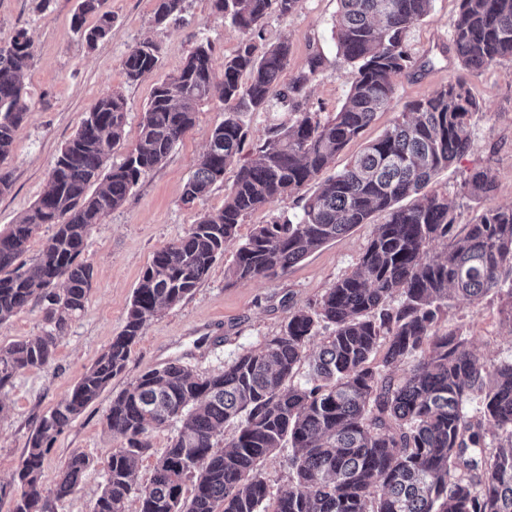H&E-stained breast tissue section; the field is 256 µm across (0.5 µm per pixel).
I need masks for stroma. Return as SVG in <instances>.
Wrapping results in <instances>:
<instances>
[{"label":"stroma","mask_w":512,"mask_h":512,"mask_svg":"<svg viewBox=\"0 0 512 512\" xmlns=\"http://www.w3.org/2000/svg\"><path fill=\"white\" fill-rule=\"evenodd\" d=\"M78 4L79 0H0V43L24 29L34 50L23 76L30 110L5 162L12 173V187L0 195V233L8 231L35 202L61 148L104 92L119 91L127 102L124 140L108 158L117 164L137 142L142 110L157 78L177 74L193 48L206 40L213 46L214 70L222 72L225 56L233 54L242 39L212 9L211 0H184L182 21L162 28L153 24L154 0H105L103 8L112 14V30L91 48L72 28ZM459 7L460 0H433L429 16L408 29L406 44L412 57L419 62L432 60V67L416 75L395 76L394 108L378 113L362 137L337 155L334 169H342L366 142L382 135L405 104L460 73V65L448 51ZM337 10V0H299L292 14L268 16L254 39L261 50L283 39L289 41L290 62L281 77L285 84L306 70L312 56H321L322 67L308 85L301 110L322 121L342 108L353 80L351 68L336 56L333 22ZM147 39L160 46V68L156 76L128 81L123 59L131 47ZM470 85L481 106L471 118L470 148L428 186L429 191L447 195L453 202L460 225L475 222L485 207L484 202L460 193L461 183L474 168H488L495 175L493 204L512 205V59L471 77ZM222 108L216 99L203 104L194 127L167 159L134 187L121 207L92 229L80 256L94 273L84 311L60 336L51 364L18 375L12 386L0 390V404L5 407L0 414V481L11 479L40 417L65 398L120 333L133 292L154 253L197 223L202 213L223 207L237 164L225 169L223 181L213 185L203 200L192 204L182 200L185 183L222 118ZM295 117L289 104L276 99L262 111L245 113L249 135L239 162L247 161L253 146L264 143L273 129L291 124ZM300 206L297 197L291 196L247 215L236 241L226 245L206 279L181 303L162 310L151 321L133 346L124 372L55 441L42 478L49 512H91L101 495L105 484L102 461L114 446L105 424L113 395L143 371L174 360L194 373L209 375L243 350L259 348L279 332L290 312L314 305L337 279L355 271L376 225L386 221L385 214H373L368 223L310 253L284 275L230 281L226 272L239 242L257 225L293 215ZM499 307V297L493 293L474 303L452 298L443 322L445 328H458L469 336L475 354L489 366L512 360V326L503 322ZM45 327L43 305L30 303L0 324V347L41 335ZM76 450L84 452L91 464L73 494L55 498L60 473Z\"/></svg>","instance_id":"stroma-1"}]
</instances>
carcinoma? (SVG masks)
Masks as SVG:
<instances>
[{"instance_id":"cac0c4a2","label":"carcinoma","mask_w":512,"mask_h":512,"mask_svg":"<svg viewBox=\"0 0 512 512\" xmlns=\"http://www.w3.org/2000/svg\"><path fill=\"white\" fill-rule=\"evenodd\" d=\"M183 2L155 0L154 23L179 17ZM211 2L246 36L224 58L221 79L211 44L198 43L178 74L154 84L135 148L108 170L104 164L123 140L127 110L120 92L100 96L61 149L35 203L0 234V324L33 300L46 302L48 324L41 336L0 347V390L53 361L57 337L89 300L93 272L78 261L88 235L183 140L202 102L216 93L224 113L187 179L186 203L203 199L243 150V113L265 109L274 96H303L318 73L321 58L314 56L308 71L282 89L289 43L258 53L247 39L267 16H286L299 0ZM338 2L337 55L354 71L348 101L324 122L301 112L274 132L239 167L224 207L204 213L154 253L122 331L41 417L12 479L0 483V503L9 500L11 512H46L41 477L57 437L124 371L132 346L157 313L206 278L238 224L311 183L317 189L304 198L301 214L258 225L237 248L227 277L238 282L283 275L372 214H386L356 271L224 369L202 376L175 360L144 371L113 396L106 425L119 445L104 461L105 485L93 512H130L132 503L135 512H512V361L486 367L463 333L441 329L448 296L472 302L492 291L506 292L500 314L512 325V286L505 287L512 275V206L490 205L459 232L443 194L397 206L468 151L470 117L479 102L467 76L512 58V0H461L451 46L466 74L406 104L391 128L330 174L336 155L392 108L394 76L428 66L414 61L405 34L432 7V0ZM99 6L100 0H80L74 17V30L90 47L112 29V14ZM90 14L96 21L88 26ZM159 51L152 40L134 46L123 61L127 79L153 75ZM32 58L24 29L0 45V165L29 111L21 74ZM463 189L487 201L495 176L475 169ZM43 224L55 231L28 264L20 256ZM439 242L442 252L434 249ZM57 281L60 292L51 289ZM396 293L401 301L394 306ZM473 399L482 404L478 415L466 409ZM174 419L180 427L149 481L138 484L151 434ZM227 425L235 431L218 448L215 438ZM280 448L289 452L291 485L273 498L260 465ZM89 463L83 452L71 453L56 498L75 490Z\"/></svg>"}]
</instances>
